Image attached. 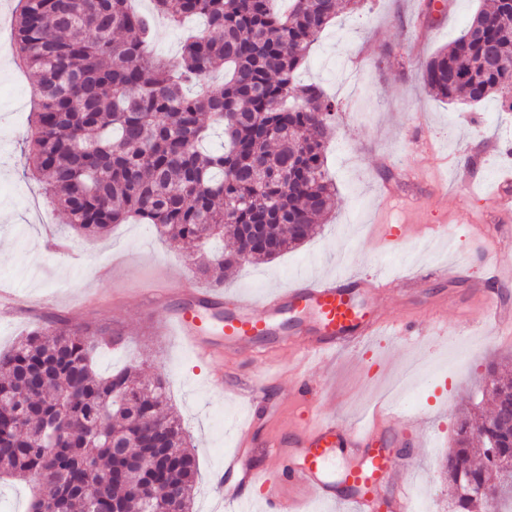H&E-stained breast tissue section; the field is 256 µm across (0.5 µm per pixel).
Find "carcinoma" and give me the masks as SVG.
Segmentation results:
<instances>
[{
  "label": "carcinoma",
  "mask_w": 512,
  "mask_h": 512,
  "mask_svg": "<svg viewBox=\"0 0 512 512\" xmlns=\"http://www.w3.org/2000/svg\"><path fill=\"white\" fill-rule=\"evenodd\" d=\"M361 0H18L12 39L20 68L38 75L21 151L25 173L96 237L114 224H152L162 237L229 238L195 273L271 260L305 242L335 187L325 168L336 101L297 72L322 31ZM202 16L171 63L153 52L155 19ZM495 55V61L488 59ZM224 71L215 84L210 75ZM442 101L496 100L512 112V0H493L423 64ZM224 129V151L201 147ZM109 327L42 326L0 353V477L34 483L28 512H142L140 489L164 487L171 512H190L195 456L164 380L94 366ZM493 410L458 425L451 488L481 485L512 459V378L494 380ZM512 498V471L489 499L456 496L458 512Z\"/></svg>",
  "instance_id": "cac0c4a2"
}]
</instances>
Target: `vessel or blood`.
Listing matches in <instances>:
<instances>
[{"label":"vessel or blood","instance_id":"1","mask_svg":"<svg viewBox=\"0 0 512 512\" xmlns=\"http://www.w3.org/2000/svg\"><path fill=\"white\" fill-rule=\"evenodd\" d=\"M487 281L468 301L500 336L511 337L512 305L498 290L504 278L492 271ZM379 285L343 269L326 276L300 274L290 287L259 298H227L219 290L189 284L166 317L196 357L213 361L273 334L275 321L288 314L292 323L283 346L297 359L320 360L384 335L387 321L368 307ZM267 390V379L260 378L249 382L243 394L246 418L235 448L224 457L217 486L226 512H252L258 503L266 512H304L310 495L331 505H351L353 512H412L411 488L403 477L407 450L416 442L411 416L380 404L363 427L316 418L294 423L285 437L261 442L256 410ZM261 445L267 450L263 465L250 466L252 449Z\"/></svg>","mask_w":512,"mask_h":512}]
</instances>
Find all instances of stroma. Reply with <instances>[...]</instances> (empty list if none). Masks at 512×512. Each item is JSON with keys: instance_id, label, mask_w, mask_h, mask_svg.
Masks as SVG:
<instances>
[{"instance_id": "35a3bbf8", "label": "stroma", "mask_w": 512, "mask_h": 512, "mask_svg": "<svg viewBox=\"0 0 512 512\" xmlns=\"http://www.w3.org/2000/svg\"><path fill=\"white\" fill-rule=\"evenodd\" d=\"M483 0H442L435 18L426 0H366L340 14L320 35L299 72L340 105L327 150L336 205L310 239L275 259L226 271L225 293L259 296L288 287L302 272L330 274L347 268L385 277L376 311L387 321H412L400 341L380 336L362 350L345 351L307 369L308 406L293 399L296 375L288 353L273 337L222 363L198 362L147 306L154 286L194 266V247L173 244L149 224H117L100 237L71 235L68 253L45 247L47 232H61L64 211L24 177L19 142L28 126L36 77L0 54V291H16L43 307L44 320L107 324L124 330V345L98 359L101 374L133 364L143 377L162 375L173 411L194 446L199 474L191 512H214V486L235 429L246 414L236 388L264 376L282 410L274 430L287 429L303 410L361 424L386 402L422 415L412 430L418 444L406 475L428 512H451L452 494L441 464L454 446L460 420L471 409L489 411L488 364L512 369V339L491 334L481 315L465 304L472 285L485 282L426 280L404 292L402 278L420 269L472 262L494 253L493 202L502 176L512 175V114L496 103L451 105L428 92L420 65L446 47ZM467 171L456 182L451 163ZM408 222L422 233L381 251L373 225ZM448 227L447 237L432 231ZM495 254V253H494ZM220 376L223 391L208 380Z\"/></svg>"}]
</instances>
